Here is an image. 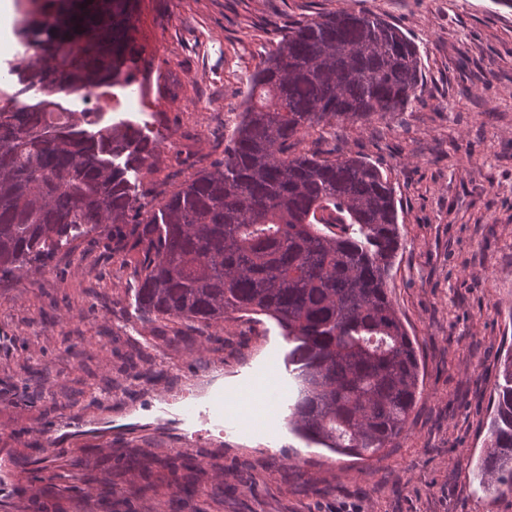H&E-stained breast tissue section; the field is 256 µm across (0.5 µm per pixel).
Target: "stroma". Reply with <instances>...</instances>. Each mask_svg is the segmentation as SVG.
Wrapping results in <instances>:
<instances>
[{
  "mask_svg": "<svg viewBox=\"0 0 512 512\" xmlns=\"http://www.w3.org/2000/svg\"><path fill=\"white\" fill-rule=\"evenodd\" d=\"M366 12L418 47L411 105L324 121L304 151L360 155L395 190L389 296L418 347L421 395L397 447L360 461L288 422L289 344L263 315L147 320L130 225L0 277V512H512L479 458L512 352V9L496 0H136L137 83L95 87L148 126L161 201L224 156L252 75L295 23ZM280 371L281 400L262 397ZM251 402L263 427L242 424ZM223 405V420L212 409ZM251 480L241 483V473Z\"/></svg>",
  "mask_w": 512,
  "mask_h": 512,
  "instance_id": "stroma-1",
  "label": "stroma"
}]
</instances>
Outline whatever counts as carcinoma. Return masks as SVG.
I'll list each match as a JSON object with an SVG mask.
<instances>
[{
    "label": "carcinoma",
    "mask_w": 512,
    "mask_h": 512,
    "mask_svg": "<svg viewBox=\"0 0 512 512\" xmlns=\"http://www.w3.org/2000/svg\"><path fill=\"white\" fill-rule=\"evenodd\" d=\"M32 50L0 89V275L52 249L134 224L149 258L136 304L152 321L209 326L264 314L296 346L293 429L360 460L397 446L420 361L388 296L402 248L393 189L365 158L291 155L315 124L403 112L423 79L417 46L374 15L331 13L288 30L251 78L224 158L155 204L128 174L153 173L156 142L134 124L75 117L53 97L130 86L141 51L131 0H101L81 24L54 0L22 32ZM54 65L43 68L39 60ZM42 99L26 104L29 91ZM495 388L489 443L473 469L487 494L512 485V354Z\"/></svg>",
    "instance_id": "cac0c4a2"
}]
</instances>
